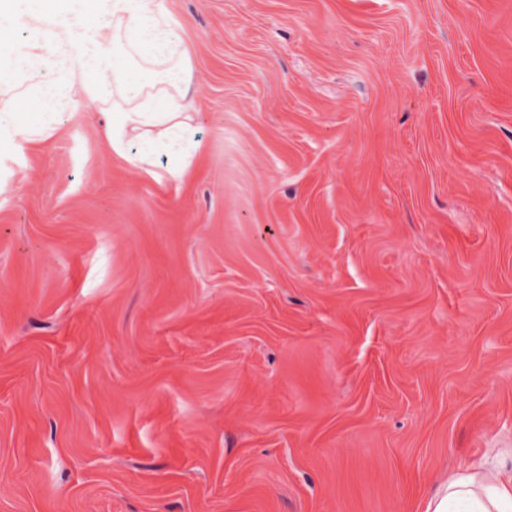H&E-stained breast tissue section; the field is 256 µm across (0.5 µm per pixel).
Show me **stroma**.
I'll return each mask as SVG.
<instances>
[{
    "mask_svg": "<svg viewBox=\"0 0 512 512\" xmlns=\"http://www.w3.org/2000/svg\"><path fill=\"white\" fill-rule=\"evenodd\" d=\"M201 142L0 153V512H424L512 448V0H165Z\"/></svg>",
    "mask_w": 512,
    "mask_h": 512,
    "instance_id": "35a3bbf8",
    "label": "stroma"
}]
</instances>
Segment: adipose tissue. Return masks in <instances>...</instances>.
Returning a JSON list of instances; mask_svg holds the SVG:
<instances>
[{
    "mask_svg": "<svg viewBox=\"0 0 512 512\" xmlns=\"http://www.w3.org/2000/svg\"><path fill=\"white\" fill-rule=\"evenodd\" d=\"M194 83L164 0H0V149L51 136L83 100L117 156L148 174L163 158L182 177L201 146ZM425 512H512V468L495 457L449 471Z\"/></svg>",
    "mask_w": 512,
    "mask_h": 512,
    "instance_id": "1",
    "label": "adipose tissue"
}]
</instances>
